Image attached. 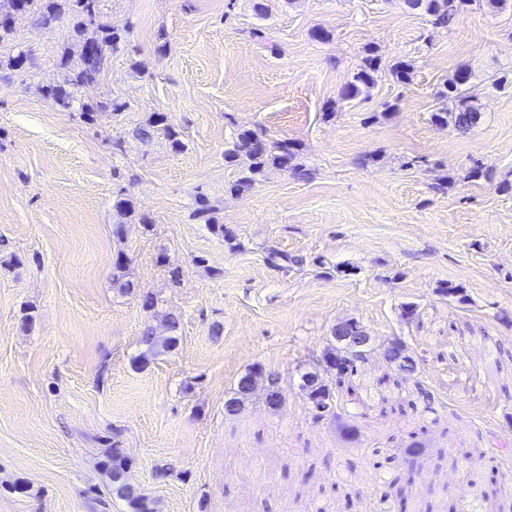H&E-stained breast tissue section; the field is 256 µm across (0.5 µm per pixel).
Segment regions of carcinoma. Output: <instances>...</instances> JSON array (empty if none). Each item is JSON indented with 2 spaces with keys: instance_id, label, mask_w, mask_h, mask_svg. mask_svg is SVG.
Wrapping results in <instances>:
<instances>
[{
  "instance_id": "carcinoma-1",
  "label": "carcinoma",
  "mask_w": 512,
  "mask_h": 512,
  "mask_svg": "<svg viewBox=\"0 0 512 512\" xmlns=\"http://www.w3.org/2000/svg\"><path fill=\"white\" fill-rule=\"evenodd\" d=\"M467 2L469 0H408L411 8L424 10L433 17L434 24L446 27ZM97 6L98 0H0V40L11 34V19L16 13L29 14L41 25L55 23L67 13L76 19L75 31L82 39L81 51L75 60L64 59L63 81L46 90V97L65 109L73 105L74 94L79 87L94 84L99 80L102 72L108 67V51L119 48L121 36L118 32L98 23ZM380 66V58L374 51H367L361 68L345 85L344 95L357 98L366 93L373 86L374 75ZM468 83L465 74L458 72L448 84L447 91L442 94L448 105L435 113V119L439 123L451 125L461 133L467 132L477 123L479 116V112L469 104ZM156 133L163 134L172 148L177 150L182 147L180 133L163 114L154 116L145 126L137 129L135 136L140 140H146ZM224 162L241 168L239 177L230 185V191L237 194L250 192L270 165L289 170L298 179L308 178V170L296 162L294 148L287 142L270 140L266 131L261 128L244 129L239 132L233 146L224 151ZM193 217L198 223L207 225L212 234L224 239L225 242L231 244L236 241V236L224 225L214 222L208 200L202 198L198 201ZM265 262L273 268L287 271L302 266L304 258L298 254L271 248L267 250ZM162 323L171 335L159 336L156 327L149 323L144 325L141 343L147 347V352L141 354V358L145 359L147 355H154L176 343L177 337L173 336L172 332L178 329L177 315L171 312L165 314ZM336 350L337 347L333 344L324 349L320 356L323 363L322 372L316 376L307 391L310 401H327L331 403L333 409L336 408V389L350 381L357 373V364L367 357V354L362 353L338 362ZM383 358L389 365L395 366V371L402 379L414 381L419 394L427 397L425 388L418 379L415 363L412 362L407 367L402 362L398 364L387 352L383 353ZM246 376L251 378V383L236 387L233 397L225 404L227 413L238 412L254 395V388L261 383L264 384L265 404L269 407H278L282 404L278 372L257 367L248 371ZM103 468L108 478L110 495L126 502L132 507V512H156L152 502L142 494L140 488L125 480L130 460L116 437L113 438L112 448L103 462Z\"/></svg>"
}]
</instances>
